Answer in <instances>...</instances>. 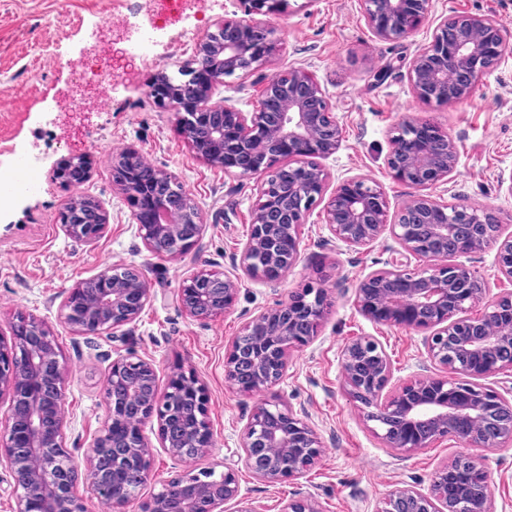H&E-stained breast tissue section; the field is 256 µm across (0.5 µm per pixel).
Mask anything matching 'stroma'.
I'll return each mask as SVG.
<instances>
[{
  "label": "stroma",
  "instance_id": "35a3bbf8",
  "mask_svg": "<svg viewBox=\"0 0 512 512\" xmlns=\"http://www.w3.org/2000/svg\"><path fill=\"white\" fill-rule=\"evenodd\" d=\"M144 10L143 0H0V177L14 174L18 149L44 155L40 192L16 197L0 210V331H9L20 313L53 329L68 366L66 432L86 445L104 424L103 389L117 356L151 359L162 387L174 371L194 372L206 386L213 433L212 448L194 466L218 474L234 470L238 482L239 497L224 512L251 505L261 512H282L290 499L302 496L323 512H380L397 488L429 490L436 469L468 454V446L444 439L400 456L369 429L342 381L341 351L359 336L382 343L393 363V385L432 369L424 332L375 323L353 303L357 280L390 259L391 239L359 250L328 244L319 201L306 216L299 261L283 277L241 276L233 310L204 323L177 304L175 296L191 272L232 273L249 232L254 181L199 159L179 133L174 113L149 97V85L159 69L174 73L191 61L197 35L214 21L226 15L241 18L245 11L242 0H210L205 12L170 19L168 33L160 35L151 60L145 61L135 52L136 30L113 32L98 23L110 13L130 17ZM461 13L492 15L512 25V0H432L430 21L397 41L373 37L361 0H288L287 11L271 19L279 38L273 61L246 79L230 78L223 95L249 112L256 105L255 84L268 75L291 67L311 73L342 125V143L323 159V167L335 181L363 176L376 182L394 211L416 190L395 181L385 164L390 134L404 121L437 123L456 141L459 158L453 176L431 188V195L491 209L504 234H512V57L488 71L468 101L455 105L421 102L407 77L412 58L432 38L434 20ZM108 39L115 42L111 104L80 112L60 107L63 93L74 86L95 95L94 84L77 82L70 63L83 59L89 69H99L102 57L88 48ZM126 148L174 173L192 195L204 228L187 254L167 257L145 248L131 203L112 183V154ZM72 156L87 159L89 174L65 188L51 173ZM74 195L95 200L108 215L95 243L67 237L57 222L58 211ZM130 265L140 269L152 292L136 323L85 336L62 320V294L103 268ZM311 281L326 287L331 305L317 336L291 355L283 380L250 395L229 386L225 354L246 321ZM262 403L306 410L323 452L302 475L269 484L239 462L241 431ZM142 433L153 450L149 478L138 499L121 512H140L142 501L185 469L161 447L156 422L146 423ZM480 454L492 476L496 512H512V443Z\"/></svg>",
  "mask_w": 512,
  "mask_h": 512
}]
</instances>
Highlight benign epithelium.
<instances>
[{
	"instance_id": "benign-epithelium-1",
	"label": "benign epithelium",
	"mask_w": 512,
	"mask_h": 512,
	"mask_svg": "<svg viewBox=\"0 0 512 512\" xmlns=\"http://www.w3.org/2000/svg\"><path fill=\"white\" fill-rule=\"evenodd\" d=\"M247 19L226 17L213 23L196 46L193 64L181 66L183 80L164 84L154 77L150 96L176 110L177 123L195 154L224 173L255 179V204L246 242L235 269L248 276H282L299 258L302 227L310 207L324 205L332 238L364 247L384 234L399 246L395 258L364 275L354 303L370 320L427 332L425 347L434 372L395 388L393 370L382 344L359 336L343 349L340 365L348 395L363 411L372 432L388 448L408 457L441 439L474 448H499L512 442V387L497 392L490 381L512 375V291L487 300L478 317L466 309L486 300L491 288L461 257L486 245H498L499 273L512 280V236L501 237L494 212L449 205L426 190L455 172L458 150L447 130L424 122H404L390 136L386 164L400 182L421 190L390 213L383 189L361 176L339 181L328 190L330 173L319 160L336 153L342 128L334 107L308 72L290 68L275 74L260 90V105L244 112L213 97L225 78L248 76L273 58L278 38L266 17L283 13L288 0H244ZM366 25L378 40L408 38L431 13V0H364ZM507 25L494 16L458 15L441 19L429 47L416 54L408 69L413 93L422 102L458 104L467 100L489 69L512 53ZM143 157L125 149L112 154V182L136 206L146 249L175 256L191 249L202 228L200 212L177 176L157 171L153 188L137 187ZM84 176V158L69 157L52 171L63 184L70 173ZM66 235L87 243L106 227V214L93 211L87 223L79 199L59 214ZM237 277L214 279L190 274L177 295L178 305L205 322L233 309ZM80 284L60 303V315L82 335L133 324L149 303L151 289L134 268H105ZM328 308L326 290L312 284L277 306L252 316L243 335L228 349L226 381L236 390L262 392L278 384L291 354L313 339L308 326L321 324ZM67 369L50 328L35 317H20L10 335L0 333V400H8L6 434L0 435V468L14 480L12 512H85L77 489L86 483L101 504L115 509L130 501L146 483L151 449L141 426L156 420L161 446L189 464L152 496L151 512H224L238 497L232 471L218 478L196 473L191 449L213 446L206 420L208 396L192 373L173 374L168 389L158 391L154 364L141 357L112 360L104 385L107 415L99 435L84 448L67 444ZM288 427L268 426L254 412L240 436L241 461L257 478L274 483L296 477L313 466L322 448L304 412L273 405ZM257 448H271L266 455ZM483 472L480 486L464 494L448 485V465L433 474L428 492L414 486L392 491L382 512H495L491 476L480 456L457 459ZM284 512H322L315 501L299 497Z\"/></svg>"
}]
</instances>
